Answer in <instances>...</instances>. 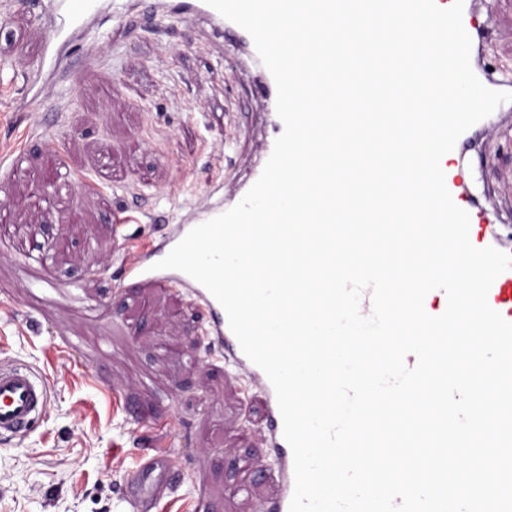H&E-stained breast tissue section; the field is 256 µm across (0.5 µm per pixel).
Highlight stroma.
<instances>
[{
    "mask_svg": "<svg viewBox=\"0 0 512 512\" xmlns=\"http://www.w3.org/2000/svg\"><path fill=\"white\" fill-rule=\"evenodd\" d=\"M473 9L489 33L472 60L511 83L512 0ZM49 35L33 0H0V361L36 366L52 393L26 437L0 438V512H129L123 475L160 445L179 482L158 512H260L277 476L261 392L208 352L185 293L120 282L114 224L136 210L127 233L155 243L162 227L234 202L264 160V74L232 35L217 47L208 26L150 0H105L71 48L72 79L46 86L44 110L28 112ZM465 152L485 234L512 244V101ZM59 168L93 191L48 194ZM58 224L62 238L46 239ZM41 275L60 288L83 281L93 312L30 295ZM111 292L121 316L101 304Z\"/></svg>",
    "mask_w": 512,
    "mask_h": 512,
    "instance_id": "1",
    "label": "stroma"
}]
</instances>
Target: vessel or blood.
<instances>
[{"label":"vessel or blood","mask_w":512,"mask_h":512,"mask_svg":"<svg viewBox=\"0 0 512 512\" xmlns=\"http://www.w3.org/2000/svg\"><path fill=\"white\" fill-rule=\"evenodd\" d=\"M169 11L187 16H203L211 20L216 30L227 26L226 20L204 0H169ZM100 10V0H56L58 24L52 38L44 44V60H53L58 41L79 27L87 18ZM455 153H447L441 160L446 186L460 208L470 216L471 243L478 248L488 247L489 241L478 229L483 222L480 211L471 202L467 192V172L456 164ZM186 224L175 226L163 244L157 248L135 246L121 266L122 278L140 283L147 288L175 290L186 293L203 310L208 323V343L231 364L246 369L261 385L267 396V420L271 447L279 458L281 480L276 496L268 502L263 512H289L294 490L293 454L283 437V424L274 389L265 373L242 352L232 333L227 314L214 296L201 284L183 272L160 270L156 264L189 232ZM28 291L47 300H65L72 306L87 307L81 282L70 283L67 288H57L54 282L36 279L27 282ZM488 303L506 321L512 322V269L501 273L493 282ZM50 389L42 375L23 363L0 364V437H22L39 420L50 405ZM175 467L167 452L155 449L139 456L124 481L125 497L133 512H152L156 504L170 496L175 488Z\"/></svg>","instance_id":"obj_1"}]
</instances>
